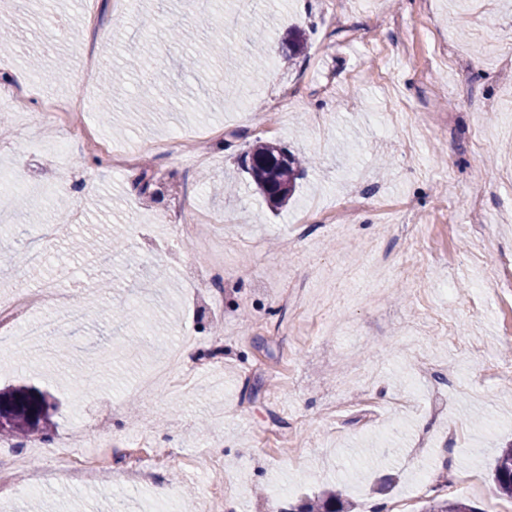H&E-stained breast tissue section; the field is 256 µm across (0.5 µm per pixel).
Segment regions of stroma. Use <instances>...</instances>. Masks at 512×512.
<instances>
[{
  "mask_svg": "<svg viewBox=\"0 0 512 512\" xmlns=\"http://www.w3.org/2000/svg\"><path fill=\"white\" fill-rule=\"evenodd\" d=\"M29 0L6 14L14 44L0 75L38 60L47 93L75 94L85 38L124 87L155 104L150 123L121 98H94L67 124L0 105V182L28 188L37 224L70 214L71 229L110 244V223L129 225L111 266L97 251L74 257L53 241L28 288L55 278L81 295L112 290L39 354L0 343V390L50 391L47 439L17 443L25 457L0 512L36 499L56 512H207L214 488L224 512H296L337 488L355 512L378 504L422 512L435 497L475 512L506 505L491 480L499 448L512 444V383L493 380L512 348V297L487 289L512 269V0H260L255 14L202 9L196 0ZM75 26L58 36L50 18ZM266 30L263 72L247 54L215 51L209 31L236 41L245 25ZM192 33L170 41L167 26ZM303 53L282 59L291 36ZM208 58L191 73L187 58ZM237 97H225L222 81ZM111 136L133 166L94 155L73 126ZM316 157L293 198L271 208L241 159L255 138ZM172 185L144 203L142 168ZM369 202L347 226L307 220L310 206H342L354 185ZM220 217L205 244H181L173 211ZM293 248H285L288 238ZM224 263V304L194 287L195 270ZM137 306L143 320L117 325L104 305ZM197 353L221 348L189 392L143 393L140 375L182 336ZM457 360L455 376L430 363ZM176 449L159 487L126 476L148 441ZM97 458L106 476L72 478L52 458L55 442Z\"/></svg>",
  "mask_w": 512,
  "mask_h": 512,
  "instance_id": "obj_1",
  "label": "stroma"
}]
</instances>
